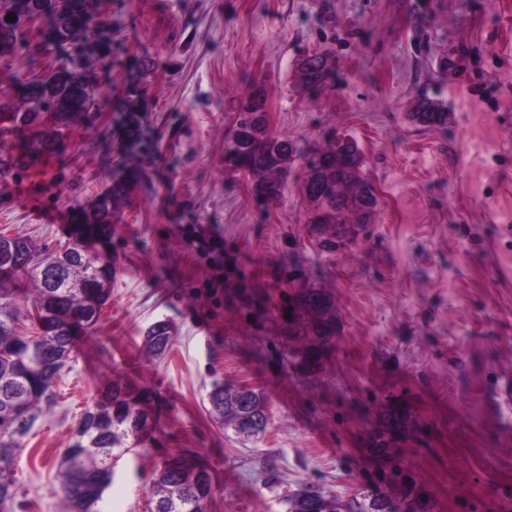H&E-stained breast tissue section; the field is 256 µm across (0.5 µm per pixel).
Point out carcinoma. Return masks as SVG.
Listing matches in <instances>:
<instances>
[{
	"label": "carcinoma",
	"mask_w": 512,
	"mask_h": 512,
	"mask_svg": "<svg viewBox=\"0 0 512 512\" xmlns=\"http://www.w3.org/2000/svg\"><path fill=\"white\" fill-rule=\"evenodd\" d=\"M7 10L15 20L0 22V52L23 49V23L28 18L47 17L61 39L79 35L86 23L87 8L81 0H9ZM299 84L306 90L321 87L329 74L328 60L321 54L304 57L298 63ZM251 103L241 110L224 136V160L230 167L252 177L254 192L263 199H276L285 187L288 161L294 148L288 140L270 132L269 121L256 125L258 114L267 113L262 89L249 92ZM39 99L52 105L48 114L34 107L15 111L0 99V181L23 177L29 157L15 153L5 133L18 128L17 121L35 131L33 146L40 154L55 152L61 141L89 111L98 108L90 86L78 80L70 64H60L43 73L29 87L26 100ZM137 89L128 90L126 127L133 134L138 126ZM412 121L429 127H444L448 113L434 100H418ZM251 134L259 147L241 140ZM317 159L307 165L303 192L314 205L311 223L316 225L318 245L333 252L348 238L351 226L367 224L377 211L378 195L362 175L364 155L356 140L345 136L328 141L317 150ZM128 183H116L77 208L81 234L55 251L39 250L23 237L0 235V253L14 261V270L0 277V504L13 500L15 451L43 415V403L52 401L53 382L75 348L77 334L96 325L100 313L84 316V304L97 292L100 305L110 298L112 264L83 255L85 238L95 235L108 243L112 239V217L125 204ZM24 276L32 283L31 305L19 306L14 278ZM281 314L283 335L288 337V361L299 370L317 373L324 367L326 353L336 344L337 307L331 290L308 286L284 292ZM45 325L37 336L19 330L21 318ZM171 327L159 321L149 327L144 349L151 358L163 357L170 345ZM210 413L226 428L244 439L264 434L269 422V397L261 389L241 385H214L208 395ZM153 425L144 400L114 380L78 421L73 441L59 464L60 490L65 512H104L99 507L111 485L116 462L137 445ZM402 429L416 437L420 424L405 401L394 396L381 400L366 430L381 432ZM395 457L392 470L381 476L382 487L398 508L411 512H435L433 498L423 492L409 501L406 478L412 473L399 448H376ZM199 466L179 454L174 462L164 461L154 472L150 485L152 512H207L213 493L210 472L197 476ZM286 512H381L372 492L363 487L347 500L328 498L314 485H304L285 500Z\"/></svg>",
	"instance_id": "carcinoma-1"
}]
</instances>
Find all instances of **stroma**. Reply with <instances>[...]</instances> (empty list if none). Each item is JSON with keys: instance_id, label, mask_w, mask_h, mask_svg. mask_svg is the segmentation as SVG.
Wrapping results in <instances>:
<instances>
[{"instance_id": "stroma-1", "label": "stroma", "mask_w": 512, "mask_h": 512, "mask_svg": "<svg viewBox=\"0 0 512 512\" xmlns=\"http://www.w3.org/2000/svg\"><path fill=\"white\" fill-rule=\"evenodd\" d=\"M109 59L87 58L94 121L55 154L47 207L73 212L130 181L106 251L111 296L79 335L56 396L16 453L15 496L0 512H64L58 463L82 409L112 379L147 393L155 431L120 458L104 512H150L149 481L189 452L214 491L208 512H284L313 484L347 499L378 464L362 417L405 398L425 430L402 448L436 512H512V0H92ZM69 46L0 56V98L26 110L21 84L67 62ZM327 57L317 90L305 55ZM141 88L139 131L123 130L125 88ZM264 90L271 130L294 142L280 198L264 200L224 163L244 93ZM442 103L446 127L408 118ZM353 137L379 206L336 251L321 250L303 193L305 160ZM0 234L53 248L49 224L0 182ZM224 239V288L180 230ZM331 289L336 345L322 371L281 357L278 303L297 284ZM171 346L148 358L155 322ZM265 390L270 423L240 439L209 414L214 384ZM328 60L322 54L307 55L298 63L299 84L306 90L321 87L329 74ZM171 327L165 321H159L149 327L144 338V349L151 358L163 357L170 345Z\"/></svg>"}]
</instances>
